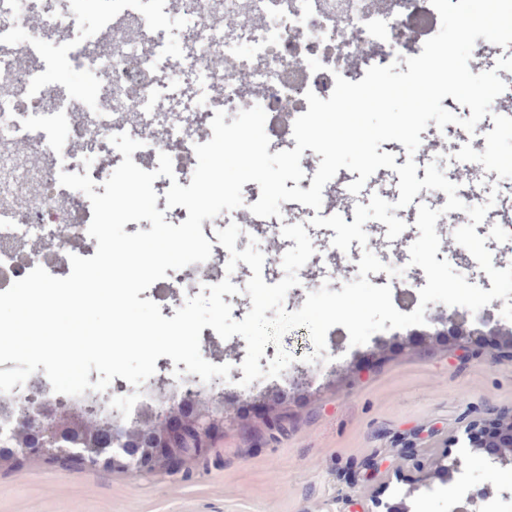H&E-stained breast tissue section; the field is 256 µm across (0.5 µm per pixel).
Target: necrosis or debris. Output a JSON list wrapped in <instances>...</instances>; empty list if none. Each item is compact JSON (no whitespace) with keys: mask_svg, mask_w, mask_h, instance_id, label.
Masks as SVG:
<instances>
[{"mask_svg":"<svg viewBox=\"0 0 512 512\" xmlns=\"http://www.w3.org/2000/svg\"><path fill=\"white\" fill-rule=\"evenodd\" d=\"M33 0H0V72H7L9 94L0 97V133L24 141L42 162L32 172L55 187L53 196L33 195L22 206L5 205L16 182L0 183V291L23 278L34 267H44L56 277L68 276L61 266L67 253L66 239L76 236L83 244L81 256H93L97 241L87 232L92 211L87 197L59 186V172H89L96 183L110 175L98 163L99 152L82 149L86 131H99L102 141L119 133L142 143L132 155L147 170L158 167L160 153L179 143L173 158L174 178L153 183L164 194L172 182L186 186L193 169L189 165L200 138L185 122L183 108L164 97L169 88L194 98L204 121L215 111L239 112L261 105L269 117L267 134L276 141H292L291 129L274 120L277 113L298 117L307 112L306 91L329 98L335 75L356 82L373 65H387L399 58L419 55L425 41L440 28L430 0H393L391 7L374 13L359 10L354 24L338 27L320 9V0H252L262 23L247 28L241 37L225 36L210 13V0H178L177 13L187 21L186 52L195 61L193 72L173 81L165 52L163 32L168 6H151L150 0H112V10L100 14L92 31H84L80 0H68L65 8L51 12L44 26L31 28L27 16ZM125 25L140 28L152 44L151 51L103 49L102 39ZM64 60L71 70L90 75L98 86L92 99L80 94H61L46 86L42 73L47 63ZM302 62V92H294L284 79L288 67ZM247 71L260 93H252L234 76ZM204 77L205 95H194V80ZM139 114L136 125H127L126 112ZM172 114L169 126L157 125L156 112Z\"/></svg>","mask_w":512,"mask_h":512,"instance_id":"obj_1","label":"necrosis or debris"}]
</instances>
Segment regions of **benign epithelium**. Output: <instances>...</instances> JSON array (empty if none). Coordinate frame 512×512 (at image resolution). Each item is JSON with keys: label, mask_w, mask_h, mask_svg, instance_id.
<instances>
[{"label": "benign epithelium", "mask_w": 512, "mask_h": 512, "mask_svg": "<svg viewBox=\"0 0 512 512\" xmlns=\"http://www.w3.org/2000/svg\"><path fill=\"white\" fill-rule=\"evenodd\" d=\"M0 168L18 171L28 165L23 156L6 154L0 155ZM434 321L445 325L464 351L469 350L472 337L485 336L488 344L512 356V327L505 328L487 319L484 328H474L469 318L457 310L442 313ZM152 383L158 389L157 407L147 406L127 420L109 414L91 422L79 407L41 402L42 380L31 379L27 391L18 397L22 410L15 424L7 433L0 431V444L7 446L6 454L0 456V465L20 457L54 460L67 456L86 468L118 465L141 472L157 466L176 469L184 460L203 455L213 435L224 426L222 397H212L209 409L188 415L170 396L169 382L164 376L152 379ZM290 421V413L279 410L269 413L263 425L273 432ZM455 448L472 453L484 451L494 464H511L512 411L470 425L462 440H448L447 450L437 460L431 475L445 480L454 478L462 466L461 456L453 453Z\"/></svg>", "instance_id": "benign-epithelium-1"}]
</instances>
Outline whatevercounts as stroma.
Listing matches in <instances>:
<instances>
[{"label":"stroma","instance_id":"stroma-1","mask_svg":"<svg viewBox=\"0 0 512 512\" xmlns=\"http://www.w3.org/2000/svg\"><path fill=\"white\" fill-rule=\"evenodd\" d=\"M493 128L487 116L471 134L456 124L432 129L435 148L412 157L396 141L380 149L393 153L400 166L414 159L417 178H425L426 166L434 162L460 191L484 200L493 194L502 202L512 199V179L453 157L465 143L482 146ZM281 210V217L264 227L238 210L225 213L224 220L243 230L237 250H244L249 238L257 239L265 256L262 274L270 285L282 279V256L294 245L282 236V227L306 224L315 253L298 273L299 286L285 299L287 311L300 309L307 293L322 283L341 290L356 277L366 249L402 271L398 277L369 274L373 285L416 291L425 286L423 269L408 264L409 248L420 235L412 222L392 240L385 224L367 222V247L354 243L344 252L331 244L333 229L310 226L314 210L299 212L288 202ZM456 228V223L437 221L438 259L449 260L468 283L490 289L486 273L455 242ZM446 310V305L428 304L426 324L381 331L355 347L344 327L331 328L326 335L330 360L311 364L313 383L303 390L293 388L287 371L256 381L254 389L239 387L245 340L238 335L224 340L203 328V357L232 367L224 384V432L206 457L187 459L174 474L161 468L84 470L67 460L21 458L0 467V512H362L375 498L406 499L410 512H450L465 492L479 495L478 512H512V465L490 463L484 453L465 454L455 481L430 478L410 496L395 478L399 472L412 474L413 461H435L447 440L471 424L512 410V358L480 340L472 346L473 358H464L453 337L435 333L433 318ZM266 407L289 410L287 433L257 436Z\"/></svg>","mask_w":512,"mask_h":512}]
</instances>
